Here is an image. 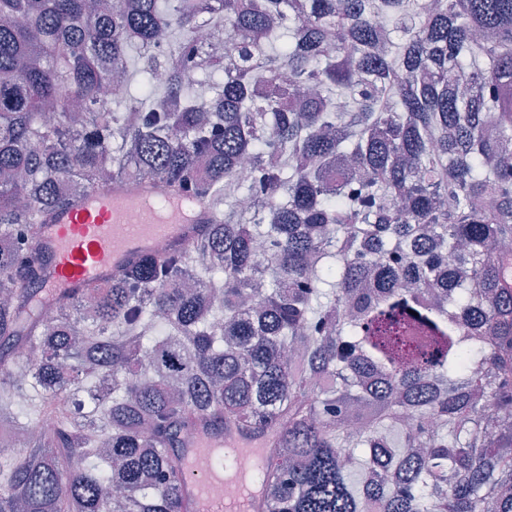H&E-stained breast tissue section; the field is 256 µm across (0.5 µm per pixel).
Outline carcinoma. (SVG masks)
<instances>
[{"label":"carcinoma","instance_id":"obj_1","mask_svg":"<svg viewBox=\"0 0 512 512\" xmlns=\"http://www.w3.org/2000/svg\"><path fill=\"white\" fill-rule=\"evenodd\" d=\"M142 180L210 221L39 297L53 214ZM509 242L512 0H0V512H193L215 425L255 512H512Z\"/></svg>","mask_w":512,"mask_h":512}]
</instances>
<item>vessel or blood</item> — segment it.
I'll return each mask as SVG.
<instances>
[{"mask_svg": "<svg viewBox=\"0 0 512 512\" xmlns=\"http://www.w3.org/2000/svg\"><path fill=\"white\" fill-rule=\"evenodd\" d=\"M208 218L204 206L146 181L92 191L78 206L62 210L41 240L53 268L48 285L61 293L104 281L153 251L159 239L193 241L196 225ZM224 445L223 433L210 432L186 450L190 477L185 493L196 512H252L261 497L260 489L238 473L213 467Z\"/></svg>", "mask_w": 512, "mask_h": 512, "instance_id": "1", "label": "vessel or blood"}]
</instances>
